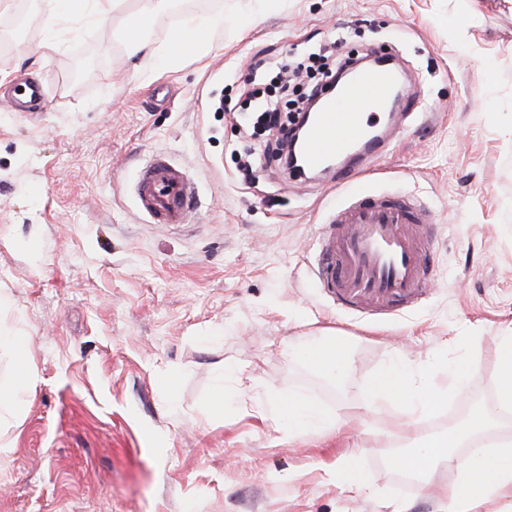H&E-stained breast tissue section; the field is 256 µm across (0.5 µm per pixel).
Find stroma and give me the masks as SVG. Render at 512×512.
Listing matches in <instances>:
<instances>
[{
	"mask_svg": "<svg viewBox=\"0 0 512 512\" xmlns=\"http://www.w3.org/2000/svg\"><path fill=\"white\" fill-rule=\"evenodd\" d=\"M138 0L110 23L79 24L43 53L42 0H0L26 21L0 54V90L47 88L40 116L0 106V331L25 336L35 378L0 414V512H443L436 488L403 485L385 463L406 417L370 408L369 380L393 358L436 387L468 361L477 406L495 407L501 338L512 332V10L502 0H189L156 23L168 44L183 12L220 13L207 55L150 69L119 39ZM343 38L398 55L426 121L374 160L377 188L427 204L438 277L416 308L373 316L337 306L307 273L329 178L284 179L243 93L260 58L282 60ZM160 153L185 167L192 223H148L136 171ZM257 162L240 183L239 158ZM348 344L340 379L297 347ZM228 393L223 412L211 399ZM305 394L347 435L302 434L266 412ZM362 446V488L338 467Z\"/></svg>",
	"mask_w": 512,
	"mask_h": 512,
	"instance_id": "stroma-1",
	"label": "stroma"
}]
</instances>
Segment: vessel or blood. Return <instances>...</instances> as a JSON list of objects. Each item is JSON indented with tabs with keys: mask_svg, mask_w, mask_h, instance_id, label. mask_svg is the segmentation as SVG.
<instances>
[{
	"mask_svg": "<svg viewBox=\"0 0 512 512\" xmlns=\"http://www.w3.org/2000/svg\"><path fill=\"white\" fill-rule=\"evenodd\" d=\"M406 82L403 70L360 69L335 100L315 114L301 146L304 169L335 164L334 179L347 189L331 206L315 236L309 271L317 287L350 309L366 300L379 306H419L434 283V217L417 201L365 186L371 158L387 151L391 105L411 112L415 100L396 95ZM45 96L42 84L15 87L16 104L34 105ZM140 212L153 224H187L194 184L187 171L161 154L138 169L133 186Z\"/></svg>",
	"mask_w": 512,
	"mask_h": 512,
	"instance_id": "1",
	"label": "vessel or blood"
}]
</instances>
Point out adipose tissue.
<instances>
[{"label": "adipose tissue", "instance_id": "ef3b65f1", "mask_svg": "<svg viewBox=\"0 0 512 512\" xmlns=\"http://www.w3.org/2000/svg\"><path fill=\"white\" fill-rule=\"evenodd\" d=\"M115 7V0H47L45 23L52 31L75 19L94 24L112 13ZM171 7L172 0H142L124 24L122 42L128 54L147 57L157 70L168 68L174 58L152 45L150 32L158 18ZM223 28V15L189 14L182 18L178 31L183 39L193 43L196 54L205 55L213 47L214 34ZM305 348L307 360L319 372L332 374L344 364L346 346L336 337H309ZM473 377L471 365L460 361L449 367L446 387L432 388L418 383L413 374L395 360L374 375L367 386L372 404L395 401L403 407L408 420L407 431L400 436L398 448L387 457L389 464L395 470L415 471L427 478L441 470L448 472L450 479L441 488L448 512H476L489 498L512 496V440L491 445L481 440L494 421L490 410H471L449 431L444 441L426 438L417 426L418 421L444 398L460 396ZM271 412L289 428L301 433L320 434L348 423L342 414L335 420H328L305 397L275 403Z\"/></svg>", "mask_w": 512, "mask_h": 512}]
</instances>
